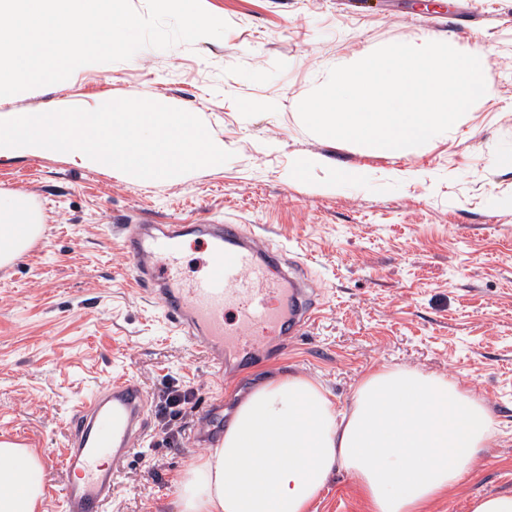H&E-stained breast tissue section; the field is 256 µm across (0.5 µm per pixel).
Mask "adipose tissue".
I'll return each mask as SVG.
<instances>
[{
    "instance_id": "adipose-tissue-1",
    "label": "adipose tissue",
    "mask_w": 512,
    "mask_h": 512,
    "mask_svg": "<svg viewBox=\"0 0 512 512\" xmlns=\"http://www.w3.org/2000/svg\"><path fill=\"white\" fill-rule=\"evenodd\" d=\"M20 195L0 198V265L40 232ZM495 431L486 407L447 375L380 369L347 411L315 380L288 374L236 407L207 456L175 482L179 512H308L335 469L351 472L372 512H420L470 474ZM38 455L0 441V512H38Z\"/></svg>"
}]
</instances>
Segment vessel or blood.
I'll return each mask as SVG.
<instances>
[{
	"label": "vessel or blood",
	"instance_id": "vessel-or-blood-1",
	"mask_svg": "<svg viewBox=\"0 0 512 512\" xmlns=\"http://www.w3.org/2000/svg\"><path fill=\"white\" fill-rule=\"evenodd\" d=\"M189 235L207 237L210 248L206 272L187 283L180 261ZM120 248L133 262L137 286L219 383L303 336L323 308L318 288H302L279 271L283 248L244 224H128ZM150 427L148 394L136 380L113 379L83 399L66 427L61 512H109L113 483L145 447Z\"/></svg>",
	"mask_w": 512,
	"mask_h": 512
}]
</instances>
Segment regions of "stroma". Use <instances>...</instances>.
<instances>
[{"instance_id": "obj_1", "label": "stroma", "mask_w": 512, "mask_h": 512, "mask_svg": "<svg viewBox=\"0 0 512 512\" xmlns=\"http://www.w3.org/2000/svg\"><path fill=\"white\" fill-rule=\"evenodd\" d=\"M229 23L219 39L80 66L67 80L0 97L1 113L92 110L148 98L194 113L233 157L142 180L62 153L0 157V194L40 200L42 230L0 265V438L40 457L44 512H58L65 424L79 400L127 375L150 397L191 386L224 425L259 383L297 372L348 408L389 367L445 374L482 399L496 431L461 484L428 512H469L512 493V0H202ZM479 49L488 95L449 131L400 157L304 126L298 105L330 69L391 43ZM321 165L301 176L300 159ZM359 179L336 181L339 171ZM247 224L305 262L321 318L234 382L170 332L121 255L116 224ZM185 445L149 444L112 491V512H176ZM309 512H370L356 479L333 472Z\"/></svg>"}]
</instances>
